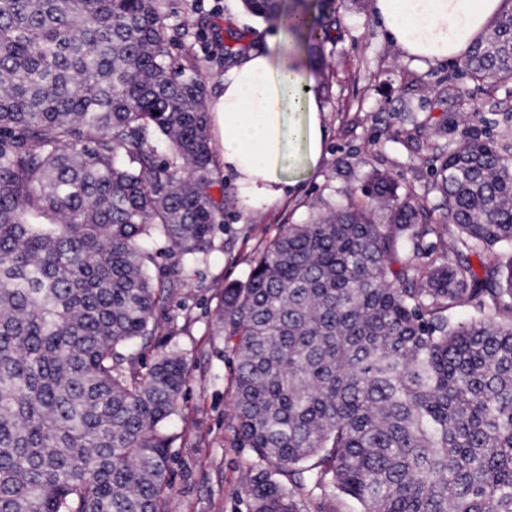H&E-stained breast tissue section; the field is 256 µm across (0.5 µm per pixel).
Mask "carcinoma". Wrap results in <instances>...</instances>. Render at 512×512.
<instances>
[{"label": "carcinoma", "instance_id": "cac0c4a2", "mask_svg": "<svg viewBox=\"0 0 512 512\" xmlns=\"http://www.w3.org/2000/svg\"><path fill=\"white\" fill-rule=\"evenodd\" d=\"M172 45L161 0H0V512H166L188 371L136 360L225 206ZM458 77L512 83V0ZM428 152L432 204L373 171L224 286L246 512H512V151L470 131ZM158 239L179 259L155 270Z\"/></svg>", "mask_w": 512, "mask_h": 512}]
</instances>
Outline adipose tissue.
I'll return each instance as SVG.
<instances>
[{"mask_svg":"<svg viewBox=\"0 0 512 512\" xmlns=\"http://www.w3.org/2000/svg\"><path fill=\"white\" fill-rule=\"evenodd\" d=\"M503 0H374L388 39L406 53L456 64L502 11ZM305 30L275 24L267 46L247 53L207 103L221 136L225 173L250 200L281 202L318 168L326 135L308 57L291 49Z\"/></svg>","mask_w":512,"mask_h":512,"instance_id":"obj_1","label":"adipose tissue"}]
</instances>
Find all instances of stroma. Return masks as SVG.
<instances>
[{
    "label": "stroma",
    "instance_id": "35a3bbf8",
    "mask_svg": "<svg viewBox=\"0 0 512 512\" xmlns=\"http://www.w3.org/2000/svg\"><path fill=\"white\" fill-rule=\"evenodd\" d=\"M336 7L340 41L309 54L327 128L318 170L282 204L257 208L245 204L234 179L216 167V186L227 201L217 216L216 248L195 266L178 303L159 312L160 331L142 354L148 363L158 353L178 352L189 371L170 427L168 512H245L239 490L251 451L238 447L228 427L234 389L224 339L216 334V309L225 282L245 278L261 243L284 225L324 211L326 203L346 204L348 191L364 180L366 154L401 190L422 200L432 181L427 143L460 139L464 118L473 117L479 131L512 146V85L491 93L469 85L439 98L456 67L407 55L389 42L374 18L373 0H336ZM162 10L177 63L194 65L210 97L229 70L220 61L225 24L251 34L257 46L270 29L241 0H163Z\"/></svg>",
    "mask_w": 512,
    "mask_h": 512
}]
</instances>
